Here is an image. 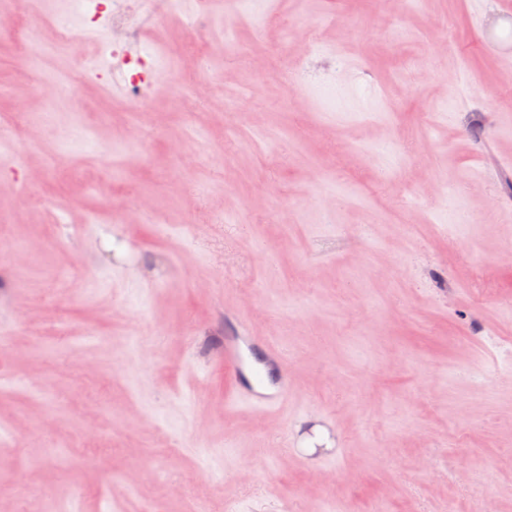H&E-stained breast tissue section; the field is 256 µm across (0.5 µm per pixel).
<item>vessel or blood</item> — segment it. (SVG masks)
<instances>
[{
	"label": "vessel or blood",
	"instance_id": "vessel-or-blood-1",
	"mask_svg": "<svg viewBox=\"0 0 512 512\" xmlns=\"http://www.w3.org/2000/svg\"><path fill=\"white\" fill-rule=\"evenodd\" d=\"M224 369L233 386L224 402L226 409L267 414L286 411L291 393L288 365L274 344L251 336L225 337Z\"/></svg>",
	"mask_w": 512,
	"mask_h": 512
}]
</instances>
